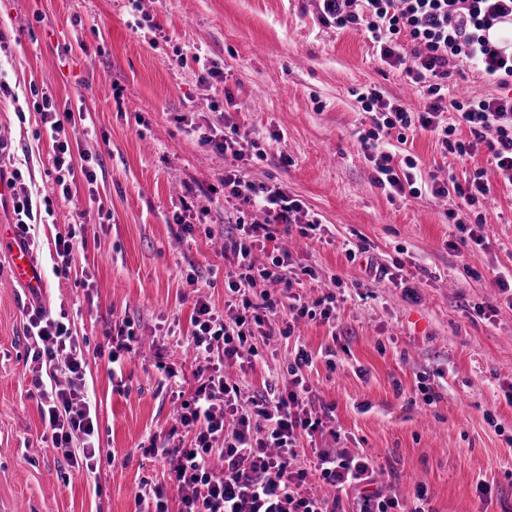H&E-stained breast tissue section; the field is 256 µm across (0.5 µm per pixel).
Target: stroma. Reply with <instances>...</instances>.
I'll return each mask as SVG.
<instances>
[{"label": "stroma", "instance_id": "1", "mask_svg": "<svg viewBox=\"0 0 512 512\" xmlns=\"http://www.w3.org/2000/svg\"><path fill=\"white\" fill-rule=\"evenodd\" d=\"M218 75L202 81L204 67ZM0 130L32 193L48 188L52 139L34 109L47 85L71 110L73 154L91 156L94 183L34 224L46 310H66L86 361L100 447L93 472L51 447L26 372L31 291L0 252V512H135V494L167 479L143 446L164 444L201 378L183 347L198 295L224 305L230 259L217 249L238 213L224 202L225 169L276 185L318 214L319 238L292 247L302 294L314 301L338 276L336 322L295 329L317 353L305 370L315 412L333 410L324 448L370 456L387 490L423 482L433 512H512V308L495 280L512 274V191L487 148L458 157L421 132L395 150L417 163L418 196L376 182L361 133L359 92L378 89L414 112L428 101L406 73L379 60L364 28L325 23L314 0H0ZM256 139L263 156L237 164L201 144L220 123ZM483 171L492 191L485 247H465L449 223L455 197L430 175L462 183ZM193 226L183 233L177 219ZM80 227L70 270L55 271L54 238ZM366 247L402 281L368 276L343 240ZM130 322L137 337L112 376L103 332ZM254 368H227L245 394L286 376L293 339L255 337ZM334 353L325 362L324 348ZM435 393L425 403L424 388ZM489 489L479 500L477 483Z\"/></svg>", "mask_w": 512, "mask_h": 512}]
</instances>
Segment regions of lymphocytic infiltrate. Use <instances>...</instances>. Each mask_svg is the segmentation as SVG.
Instances as JSON below:
<instances>
[{
	"instance_id": "f902f5d3",
	"label": "lymphocytic infiltrate",
	"mask_w": 512,
	"mask_h": 512,
	"mask_svg": "<svg viewBox=\"0 0 512 512\" xmlns=\"http://www.w3.org/2000/svg\"><path fill=\"white\" fill-rule=\"evenodd\" d=\"M324 21L337 29L365 27L380 60L404 68L413 83L425 88L430 99L425 111H410L404 104L384 99L377 91L360 94L371 128L360 137L363 148L376 153L379 185L392 193L418 195L413 171L416 163L406 159L396 170L390 153L379 152L380 141L396 135L407 142L409 134L436 133L446 152L465 156L486 144L506 185L512 186V50L489 44V31L504 15L512 16V0H317ZM411 49H404V42ZM472 67L496 84L497 97L448 98L442 82L455 71ZM36 109L52 133L53 187L58 197L72 194L71 180L82 174L95 182L89 163H76L63 132L72 121L70 111L60 110L49 93H42ZM457 113L456 124H448L447 110ZM465 125L470 140L456 139L457 125ZM431 193L441 198L455 194L459 203L448 217L474 244H482L480 229L472 227L468 211L490 188L482 173L463 185L433 180ZM55 197V198H58ZM54 197L44 195L45 213H53ZM224 201L236 207L259 209L260 223L237 220L235 234L225 236L224 250L235 265L229 271L228 290L239 298L242 310L224 319L207 298H197L186 342L207 371L192 400L184 404L172 432L175 440L166 451L170 477L177 487L176 499L165 488L154 489V512H430L427 490L416 485L410 502L385 493L381 474L369 457L333 448H320L316 440L325 424L309 407L310 387L305 368L314 357L298 347L288 364L287 378L269 376L253 395H244L240 385L228 381L225 367L250 362L252 328L272 319L291 318L283 336H291L293 324L302 318L330 320L336 314L337 297L328 292L306 304L288 276L292 256L277 240L279 233L299 231L301 236L320 229L302 203L277 187H256L240 171L224 173ZM269 254L268 264L255 263V254ZM279 289L264 294L254 306L246 290L256 280ZM67 312L51 315L42 306L28 313L24 332L35 342L31 361L32 385L39 398L42 417L51 430L53 449L74 467L92 470L96 454L94 421L85 388V361L76 336L66 323ZM64 366L67 387L46 385L44 371ZM82 448H74L75 439ZM312 456L308 467H300L303 449Z\"/></svg>"
}]
</instances>
